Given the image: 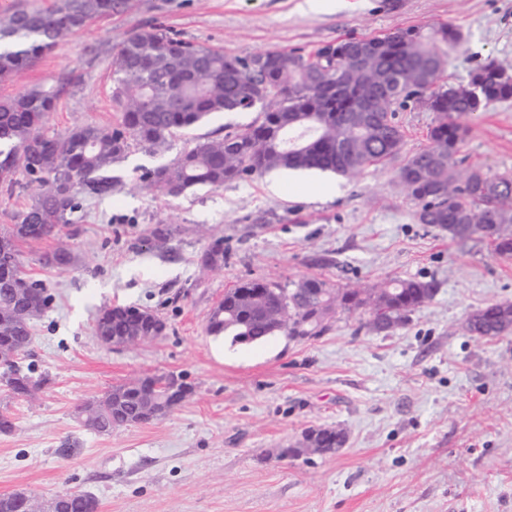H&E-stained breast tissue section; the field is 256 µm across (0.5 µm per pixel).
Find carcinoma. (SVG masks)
<instances>
[{
  "mask_svg": "<svg viewBox=\"0 0 512 512\" xmlns=\"http://www.w3.org/2000/svg\"><path fill=\"white\" fill-rule=\"evenodd\" d=\"M125 0H58L51 8L19 9L0 21V80H8L51 51L63 37L84 29L94 18L120 12ZM460 40L452 25L432 27L429 36L414 29H395L374 36H352L328 43L309 54L268 51L257 70L253 59L229 57L223 51L181 39L163 29L134 33L113 56V99L121 108L118 124L75 126L63 137L44 132L55 109L59 89L33 90L0 100V185L10 190L23 174L43 190L17 215V223L0 228V309L28 304L44 309L45 288L21 270L18 243L58 235L72 222L77 192H112V165L133 143L153 153L166 151L173 138L219 112L254 108L252 94L263 90L261 121L240 132L197 143L173 163L145 173L144 180L166 196H180L197 186L219 188L246 176L273 170H321L354 177L371 166L399 159L404 131L398 110L421 106L433 113L429 145L404 159L397 170L403 189L418 205L415 218L453 239L474 234L488 240L500 255H512V174L490 176L464 166L459 157L468 134L462 119L491 103L512 99V68L493 60L476 67L467 91L443 83L441 46ZM365 43L375 63L354 71L344 90L323 89L347 66L346 54ZM401 82L394 96L382 93L389 81ZM351 140V153L337 155V143ZM74 262L65 249L45 253L43 264L64 268ZM436 283L394 279L378 287L329 288L316 278H303L285 289L267 280L244 281L224 293V301L208 320L213 335L229 332L246 343L282 333L290 338L319 336L329 315L340 309L369 311L366 327L389 331L432 300ZM95 329L125 344L134 336H161L166 323L138 308L104 306ZM462 329L479 337L512 331V304H492L469 315ZM32 336L30 319L16 313L0 315V354L19 377L8 382V394L21 397L28 384L41 387L19 365L17 348ZM161 375L145 376L126 388L121 400L108 390L99 423L109 433L155 415V385Z\"/></svg>",
  "mask_w": 512,
  "mask_h": 512,
  "instance_id": "carcinoma-1",
  "label": "carcinoma"
}]
</instances>
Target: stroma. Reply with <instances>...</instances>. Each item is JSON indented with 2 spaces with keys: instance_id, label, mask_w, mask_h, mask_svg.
<instances>
[{
  "instance_id": "35a3bbf8",
  "label": "stroma",
  "mask_w": 512,
  "mask_h": 512,
  "mask_svg": "<svg viewBox=\"0 0 512 512\" xmlns=\"http://www.w3.org/2000/svg\"><path fill=\"white\" fill-rule=\"evenodd\" d=\"M441 23L460 33L445 83L466 84L490 60L512 66V0H327L318 11L306 0H126L0 82V99L68 76L47 133L114 124L113 54L130 33L158 25L246 58ZM260 119L257 107L220 112L165 152L131 147L112 168V193L78 196L60 239L72 267L44 266L54 241L19 244L24 271L50 297L22 363L50 382L30 398L0 390L15 423L0 433V494L88 492L98 512H512V332L460 329L477 309L512 303V257L483 238L454 240L417 223L394 162L353 178L278 170L178 197L141 182L196 142ZM396 119L403 156L427 145L432 113L412 106ZM465 123L467 164L512 171V99ZM157 229L171 232L161 249L152 245ZM217 242L223 265L201 268ZM305 277L359 289L413 278L438 290L389 332L368 331L360 309L332 314L313 338L235 343L208 333L225 289L246 279L289 288ZM106 304L154 312L167 329L103 346L93 325ZM153 374L185 377L195 393L161 420L108 435L74 418L75 403ZM319 427L342 429L344 446L280 459Z\"/></svg>"
}]
</instances>
